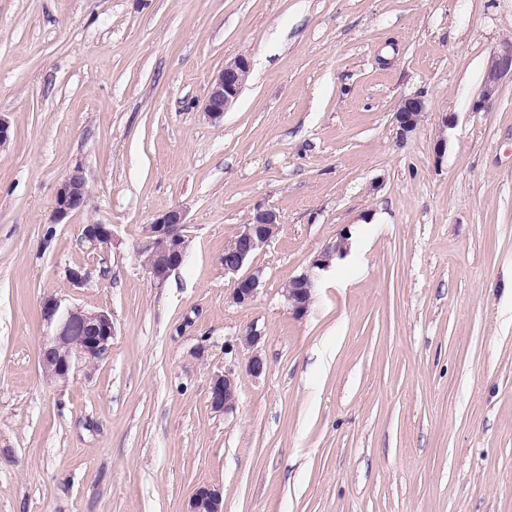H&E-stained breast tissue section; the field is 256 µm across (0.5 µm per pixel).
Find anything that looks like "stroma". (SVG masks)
Listing matches in <instances>:
<instances>
[{
	"label": "stroma",
	"mask_w": 512,
	"mask_h": 512,
	"mask_svg": "<svg viewBox=\"0 0 512 512\" xmlns=\"http://www.w3.org/2000/svg\"><path fill=\"white\" fill-rule=\"evenodd\" d=\"M510 41L512 0H0V512H186L202 485L224 512H512V79L474 107ZM77 167L90 199L56 221ZM175 207L190 246L157 285L140 251ZM260 208L281 226L240 306L224 249ZM342 232L296 317L286 286ZM49 296L115 326L65 380ZM250 61L239 55L224 63V67L213 77L204 104L205 116L214 123L220 122L240 96L248 75ZM425 112V103L421 98L405 99L397 113L398 134L400 138L416 130ZM211 404L215 409L226 411L234 403L237 395V383L231 373L217 375L211 386Z\"/></svg>",
	"instance_id": "35a3bbf8"
}]
</instances>
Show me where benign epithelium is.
<instances>
[{
	"instance_id": "7a95c632",
	"label": "benign epithelium",
	"mask_w": 512,
	"mask_h": 512,
	"mask_svg": "<svg viewBox=\"0 0 512 512\" xmlns=\"http://www.w3.org/2000/svg\"><path fill=\"white\" fill-rule=\"evenodd\" d=\"M250 61L239 55L224 63L213 77L204 104L205 116L214 123L224 118L240 96L248 75ZM512 75V43L504 44L497 53L484 81L481 97L475 105L479 110L491 101L498 91L500 80ZM425 112V103L418 97L404 100L397 113L400 138L416 130ZM90 188L80 168L70 171L61 182L55 197L56 220L62 221L73 212L82 210ZM186 214L173 208L157 215L147 226L145 249L152 255L146 270L152 280L164 283L185 260L188 240L183 233ZM280 215L272 209H259L244 225L237 238L224 249V272L236 275L231 293L233 303L248 305L254 301L264 284L262 268L250 264L254 254L277 233ZM112 225L86 224L83 238L97 248L112 243ZM349 237L339 234L336 240L314 256L310 268L292 279L285 292L289 307L297 317L309 310L317 288L314 270L328 268L332 261L348 253ZM43 319L50 328L42 349V368L46 376L68 377L74 361L88 363L105 358L112 347L114 327L112 315L105 310L86 311L78 306H64L54 297L42 303ZM237 395V383L230 373L218 375L211 386V404L221 410L229 409ZM186 512H224L223 492L213 486L198 487L188 501Z\"/></svg>"
}]
</instances>
